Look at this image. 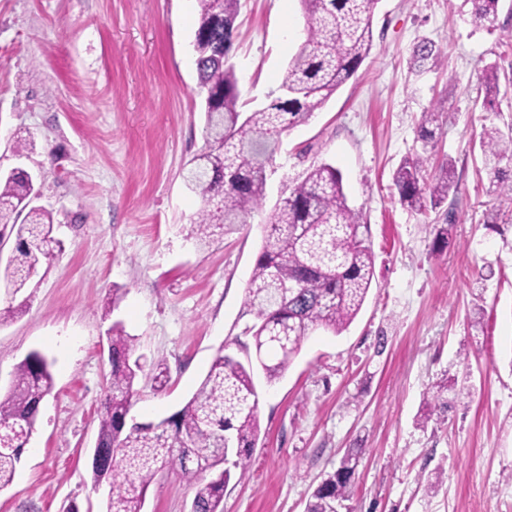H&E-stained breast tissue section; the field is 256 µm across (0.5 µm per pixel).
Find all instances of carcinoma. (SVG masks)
I'll use <instances>...</instances> for the list:
<instances>
[{"instance_id": "cac0c4a2", "label": "carcinoma", "mask_w": 512, "mask_h": 512, "mask_svg": "<svg viewBox=\"0 0 512 512\" xmlns=\"http://www.w3.org/2000/svg\"><path fill=\"white\" fill-rule=\"evenodd\" d=\"M378 0H299L306 17L303 39L288 62L269 104L239 109L240 90L229 61L240 0H198L193 41L198 87L205 94L207 139L189 162L184 178L201 200L194 233L209 240L216 230L245 223L266 197L267 167L284 132L307 121L350 79L373 48L372 19ZM499 0H472V22L493 26ZM440 113L422 115L419 139L427 151ZM484 165L500 184L501 164L512 162V140L484 132ZM425 158L403 160L393 174L400 200L412 208L437 209L456 188L451 162L426 181ZM33 185L21 172L0 175V225L15 232L12 255L0 283L13 295L31 286L52 265L59 240L51 212L32 205ZM245 288L254 354L241 361L219 348L196 391L174 413L147 424H128L143 367L136 338L118 322L110 329L111 381L99 407L97 442L101 464L94 486L109 487L105 512H142L145 495L160 471H173L196 486L195 512H224V490L250 466L259 435V395L254 371L278 379L311 330L339 334L361 310L374 277L368 228L347 203L342 174L333 165H311L288 187L265 224ZM53 388L46 358L32 352L16 367L15 380L0 394V491L13 483L40 407ZM362 449H348L336 471L314 490L305 512H338L360 462ZM216 476L202 481L200 464Z\"/></svg>"}]
</instances>
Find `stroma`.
Wrapping results in <instances>:
<instances>
[{"instance_id":"1","label":"stroma","mask_w":512,"mask_h":512,"mask_svg":"<svg viewBox=\"0 0 512 512\" xmlns=\"http://www.w3.org/2000/svg\"><path fill=\"white\" fill-rule=\"evenodd\" d=\"M471 11V0H378L369 57L283 135L262 208L204 245L183 179L206 142L197 0H0V171L36 176L62 244L24 311L0 326L1 391L34 351L54 379L0 512H102L90 457L112 323L137 337L145 368L168 369L160 391L141 376L130 410L141 423L179 409L217 350L245 358L262 228L285 186L319 162L341 172L368 226L373 284L345 331L314 330L283 377L256 376L260 438L224 512H305L350 448L362 454L341 512H512V199L488 194L481 150L484 130L512 137V0L491 30ZM236 25L250 111L279 85L306 18L298 0H241ZM425 44L436 65L416 64ZM431 111L441 119L426 169L452 161L457 188L446 208L419 211L400 203L392 175L420 152ZM449 215L448 246L433 251ZM440 381L448 406L425 414ZM194 495L162 473L144 512H189Z\"/></svg>"}]
</instances>
